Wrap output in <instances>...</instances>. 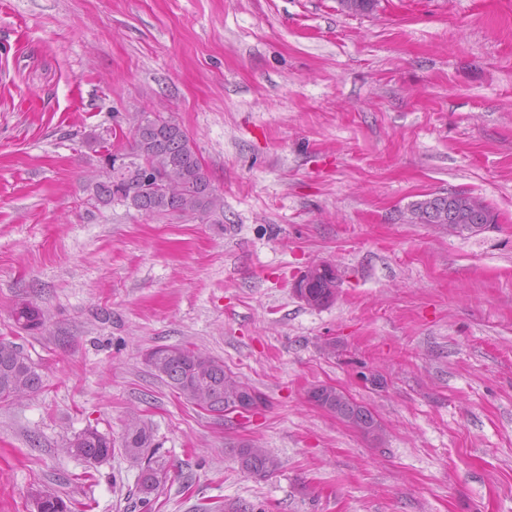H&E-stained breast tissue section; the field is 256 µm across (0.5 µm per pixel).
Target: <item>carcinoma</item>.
Segmentation results:
<instances>
[{
  "mask_svg": "<svg viewBox=\"0 0 512 512\" xmlns=\"http://www.w3.org/2000/svg\"><path fill=\"white\" fill-rule=\"evenodd\" d=\"M132 125L133 143L129 150L106 151L97 178L88 186V200L96 206L121 204L148 216L177 214L199 219L207 224L224 223V200L213 186L201 162L194 139L172 117L154 112H136L126 116ZM151 170L164 186L151 190L144 186L141 172ZM16 321L26 330L44 325L40 311L23 306L15 312ZM148 365L186 402L197 404V395L206 393L215 403L226 407L245 399L262 400L251 384L224 369V361L200 349L186 346L157 347L148 352ZM41 375L29 356L16 343L0 340V402H7L20 392L36 393L42 388ZM310 398L375 440L382 439L385 428L364 405L331 385L312 389ZM152 428L138 416H131L125 427L122 449L140 464L138 478L142 501L149 497L165 478L166 467L144 458L152 447ZM68 453L83 460L102 463L112 456L110 439L88 427L68 442ZM242 470L268 476L279 470L281 462L269 449L246 442L236 449ZM40 512H72V508L52 490H47Z\"/></svg>",
  "mask_w": 512,
  "mask_h": 512,
  "instance_id": "carcinoma-1",
  "label": "carcinoma"
}]
</instances>
